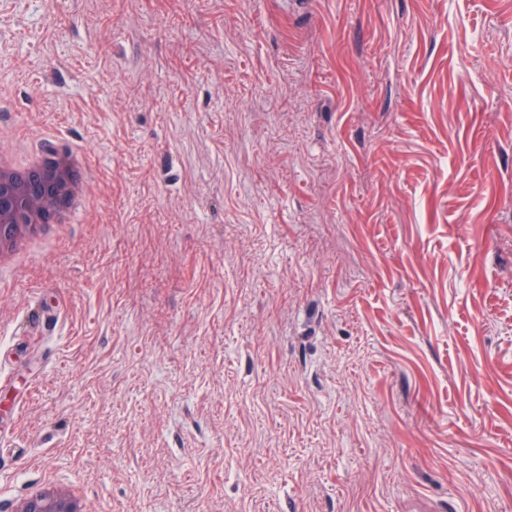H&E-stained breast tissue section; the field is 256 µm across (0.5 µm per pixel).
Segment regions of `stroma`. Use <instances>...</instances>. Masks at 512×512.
Wrapping results in <instances>:
<instances>
[{
	"label": "stroma",
	"instance_id": "35a3bbf8",
	"mask_svg": "<svg viewBox=\"0 0 512 512\" xmlns=\"http://www.w3.org/2000/svg\"><path fill=\"white\" fill-rule=\"evenodd\" d=\"M93 205L0 279V512H512V0H0V153ZM51 167V163L42 154L35 153L27 156L25 163L17 167L11 161L0 159L1 171H10L25 180H31L40 177ZM26 505H33L41 512L92 511L77 488H70L68 492L62 493L53 487H42L36 490Z\"/></svg>",
	"mask_w": 512,
	"mask_h": 512
}]
</instances>
